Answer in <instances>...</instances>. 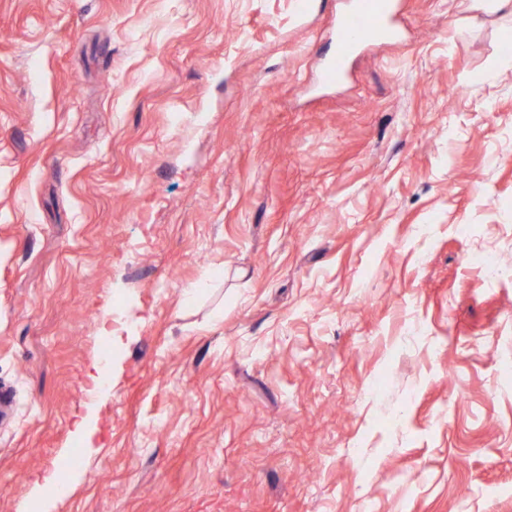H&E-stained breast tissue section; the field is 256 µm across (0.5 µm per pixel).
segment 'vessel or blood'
<instances>
[{
	"mask_svg": "<svg viewBox=\"0 0 512 512\" xmlns=\"http://www.w3.org/2000/svg\"><path fill=\"white\" fill-rule=\"evenodd\" d=\"M397 34L394 0H349L348 8L336 18L334 52L322 68L323 83L340 81L347 60L363 43L393 39Z\"/></svg>",
	"mask_w": 512,
	"mask_h": 512,
	"instance_id": "vessel-or-blood-1",
	"label": "vessel or blood"
}]
</instances>
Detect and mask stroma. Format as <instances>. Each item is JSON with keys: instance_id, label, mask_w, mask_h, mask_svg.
<instances>
[{"instance_id": "1", "label": "stroma", "mask_w": 512, "mask_h": 512, "mask_svg": "<svg viewBox=\"0 0 512 512\" xmlns=\"http://www.w3.org/2000/svg\"><path fill=\"white\" fill-rule=\"evenodd\" d=\"M344 3L0 0V512H512V5ZM349 7L336 18L334 53L322 68L326 85L341 80L346 62L359 47L374 40L397 37L393 0H350Z\"/></svg>"}]
</instances>
